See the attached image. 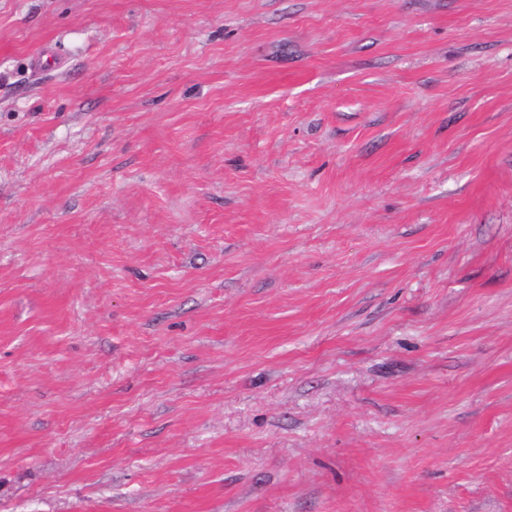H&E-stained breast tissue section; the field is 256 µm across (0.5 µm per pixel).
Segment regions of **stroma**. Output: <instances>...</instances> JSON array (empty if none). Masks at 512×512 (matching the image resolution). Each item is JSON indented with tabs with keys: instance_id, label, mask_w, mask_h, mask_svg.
Instances as JSON below:
<instances>
[{
	"instance_id": "1",
	"label": "stroma",
	"mask_w": 512,
	"mask_h": 512,
	"mask_svg": "<svg viewBox=\"0 0 512 512\" xmlns=\"http://www.w3.org/2000/svg\"><path fill=\"white\" fill-rule=\"evenodd\" d=\"M0 512H512V0H0Z\"/></svg>"
}]
</instances>
